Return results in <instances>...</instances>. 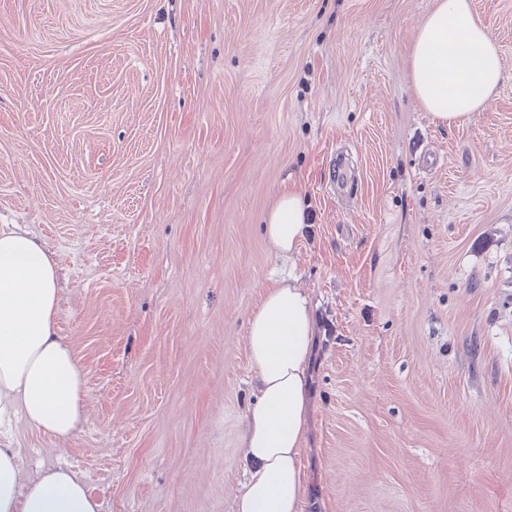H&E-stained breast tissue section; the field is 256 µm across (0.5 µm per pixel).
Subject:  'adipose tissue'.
<instances>
[{
	"instance_id": "obj_1",
	"label": "adipose tissue",
	"mask_w": 512,
	"mask_h": 512,
	"mask_svg": "<svg viewBox=\"0 0 512 512\" xmlns=\"http://www.w3.org/2000/svg\"><path fill=\"white\" fill-rule=\"evenodd\" d=\"M410 78L422 108L439 123L470 119L503 79L501 55L471 0H438L418 28ZM308 232L306 209L280 195L263 233L280 256ZM59 273L51 252L24 226L0 225V417L21 413L39 431L66 439L79 419L83 378L55 329ZM318 327L309 297L290 281L264 292L245 336L257 396L242 444L248 479L236 512H302L303 450L310 430V362ZM83 479L61 467L22 479L15 449L0 448V512H100Z\"/></svg>"
}]
</instances>
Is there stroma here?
I'll return each instance as SVG.
<instances>
[{
	"label": "stroma",
	"mask_w": 512,
	"mask_h": 512,
	"mask_svg": "<svg viewBox=\"0 0 512 512\" xmlns=\"http://www.w3.org/2000/svg\"><path fill=\"white\" fill-rule=\"evenodd\" d=\"M436 2L0 0V225L53 253L84 380L69 439L0 434L24 478L235 512L247 321L289 270L318 319L305 512H512V0H473L504 79L451 128L408 78ZM306 219L300 197L290 191L282 193L263 224V233L277 255L288 256L305 239Z\"/></svg>",
	"instance_id": "35a3bbf8"
}]
</instances>
